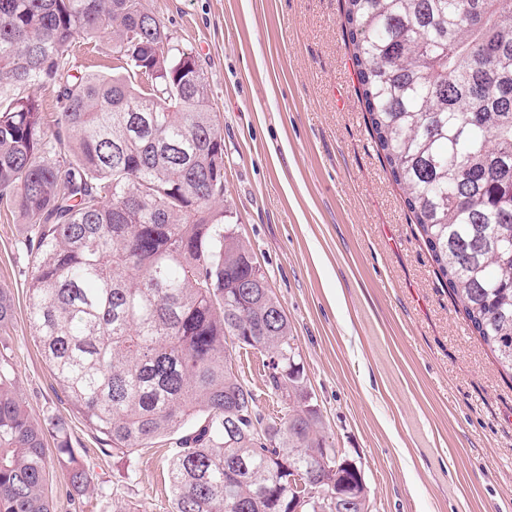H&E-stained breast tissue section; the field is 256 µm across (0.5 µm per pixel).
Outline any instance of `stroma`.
Here are the masks:
<instances>
[{
	"mask_svg": "<svg viewBox=\"0 0 512 512\" xmlns=\"http://www.w3.org/2000/svg\"><path fill=\"white\" fill-rule=\"evenodd\" d=\"M195 55L224 136V221L247 241L292 326L329 445L355 463L371 512H512V376L466 326L405 208L357 94L342 0H146ZM17 211L0 207V332L36 420L67 419L93 475L53 512H170L167 450L105 454L72 414L28 321ZM256 351L236 362L278 415Z\"/></svg>",
	"mask_w": 512,
	"mask_h": 512,
	"instance_id": "35a3bbf8",
	"label": "stroma"
}]
</instances>
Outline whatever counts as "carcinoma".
I'll return each instance as SVG.
<instances>
[{
	"mask_svg": "<svg viewBox=\"0 0 512 512\" xmlns=\"http://www.w3.org/2000/svg\"><path fill=\"white\" fill-rule=\"evenodd\" d=\"M343 18L368 130L467 326L512 375V0H344ZM78 38L112 40V74L74 73ZM0 200L25 219L29 321L71 411L114 454L183 432L171 512H293L314 465L324 491L360 489L355 465L323 456L288 317L224 223L204 74L143 0H0ZM12 316L1 287L0 330ZM231 343L279 358V420ZM48 428L85 495L67 424L31 417L0 352V512H52Z\"/></svg>",
	"mask_w": 512,
	"mask_h": 512,
	"instance_id": "1",
	"label": "carcinoma"
}]
</instances>
